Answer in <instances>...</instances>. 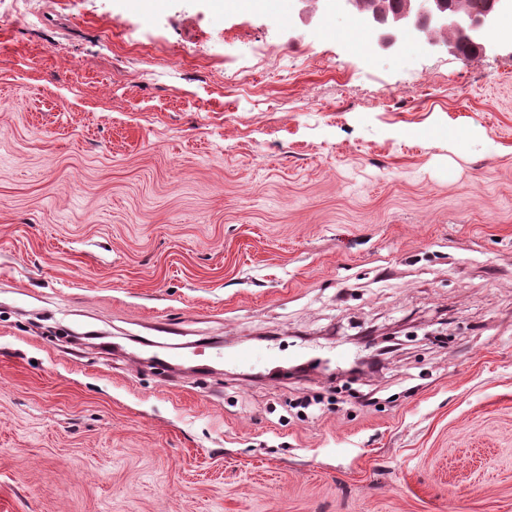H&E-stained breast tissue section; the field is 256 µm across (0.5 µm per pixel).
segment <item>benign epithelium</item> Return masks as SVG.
<instances>
[{"label": "benign epithelium", "mask_w": 512, "mask_h": 512, "mask_svg": "<svg viewBox=\"0 0 512 512\" xmlns=\"http://www.w3.org/2000/svg\"><path fill=\"white\" fill-rule=\"evenodd\" d=\"M509 15H512V0H493V8L480 16L461 12L453 17L439 10L438 0H414L413 7L398 25L394 26L378 15L365 18V22L373 31V45L376 48L393 46L400 32L406 36L424 38L426 47L433 50L440 47L441 42L426 37V30L451 27L460 35L479 42L483 51L491 52L499 46L496 33L502 20Z\"/></svg>", "instance_id": "obj_1"}]
</instances>
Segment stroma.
Wrapping results in <instances>:
<instances>
[{"label":"stroma","mask_w":512,"mask_h":512,"mask_svg":"<svg viewBox=\"0 0 512 512\" xmlns=\"http://www.w3.org/2000/svg\"><path fill=\"white\" fill-rule=\"evenodd\" d=\"M37 5L0 0V512H512V41Z\"/></svg>","instance_id":"stroma-1"}]
</instances>
